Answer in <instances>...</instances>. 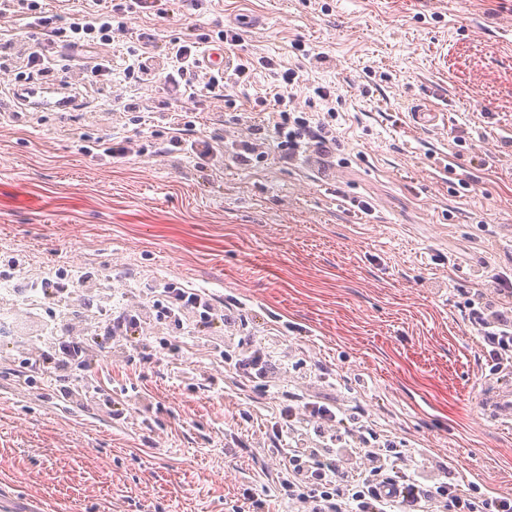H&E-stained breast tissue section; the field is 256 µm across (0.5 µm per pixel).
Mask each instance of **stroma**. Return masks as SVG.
I'll return each instance as SVG.
<instances>
[{"label":"stroma","instance_id":"35a3bbf8","mask_svg":"<svg viewBox=\"0 0 512 512\" xmlns=\"http://www.w3.org/2000/svg\"><path fill=\"white\" fill-rule=\"evenodd\" d=\"M224 27L246 54L298 68V101L331 89L332 157L240 161L243 142L270 141L251 103L278 91L267 69L226 99L168 84L169 39ZM144 33L157 44L150 79L89 85L85 63L63 60L44 78L78 83V109L0 117V257L28 281L85 268L70 334L102 333L83 306L108 285L158 348L147 362L135 339L90 344L96 382L119 403L86 408L17 374L50 302L0 296L14 327L0 338V490L41 512H252L279 466L283 395L301 391L358 407L413 448L427 485L512 498V425L482 415L497 378L461 294L492 272L512 280V0H204L191 14L169 0L129 20L106 50L113 65ZM117 98L146 124L112 111ZM165 102L224 151L156 154ZM420 105L434 123L415 121ZM108 134L138 136L141 153H80ZM164 280L241 315L185 346L145 295ZM254 346L268 364L252 379L234 363Z\"/></svg>","mask_w":512,"mask_h":512}]
</instances>
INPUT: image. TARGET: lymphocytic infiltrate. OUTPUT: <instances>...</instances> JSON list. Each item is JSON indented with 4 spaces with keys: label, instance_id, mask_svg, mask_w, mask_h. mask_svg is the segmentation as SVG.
Returning a JSON list of instances; mask_svg holds the SVG:
<instances>
[{
    "label": "lymphocytic infiltrate",
    "instance_id": "obj_1",
    "mask_svg": "<svg viewBox=\"0 0 512 512\" xmlns=\"http://www.w3.org/2000/svg\"><path fill=\"white\" fill-rule=\"evenodd\" d=\"M103 0H91L89 7L70 23L56 27L46 16L40 0H0V15L32 19L43 35L44 47L26 53L23 59L28 74L44 72L52 59L46 46L68 44L74 47L107 46L115 34L124 31L129 16L150 12L155 0H127L125 6L102 9ZM209 35H185L173 38L166 53L171 63L167 74L173 86H198L206 95L222 89L224 84L241 85L253 65L252 60L238 63L231 74L199 72L197 48L209 42ZM284 91L274 98L270 114V131L282 161L295 159L299 153L331 154L336 149V131L331 122L336 107L330 89L315 88V95L326 107L325 117L295 109L291 87L298 77L295 70L280 74ZM152 307L157 322L181 324L187 314H195L200 324L215 317L213 297L207 292L164 284L153 289ZM466 321L489 348L493 373H512V307L489 300L483 291H475L467 300ZM280 410V419L272 428L275 446L281 458L271 486L275 497L289 512H512V500L464 497L450 485L434 488L418 479L401 481L398 466H409L412 455L400 450L397 443H380L377 433L359 415L357 408H329L310 401L302 394H292ZM316 423L331 446L324 450L302 444L288 446L287 439L297 428ZM363 455L368 465L359 477L344 470L341 452Z\"/></svg>",
    "mask_w": 512,
    "mask_h": 512
}]
</instances>
